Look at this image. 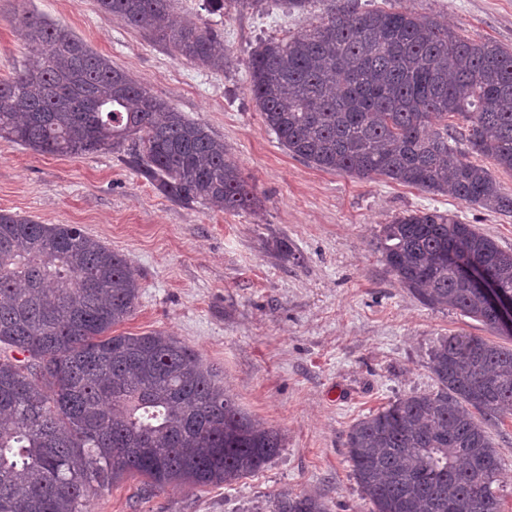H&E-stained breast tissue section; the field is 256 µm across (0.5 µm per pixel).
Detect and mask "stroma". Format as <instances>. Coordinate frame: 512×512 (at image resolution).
Wrapping results in <instances>:
<instances>
[{"label":"stroma","mask_w":512,"mask_h":512,"mask_svg":"<svg viewBox=\"0 0 512 512\" xmlns=\"http://www.w3.org/2000/svg\"><path fill=\"white\" fill-rule=\"evenodd\" d=\"M358 2L439 16L462 37L512 49V0ZM327 3L293 11L269 0L261 15L233 5L210 15L227 53L217 72L177 59L96 0H0V80L30 52L15 15L64 25L223 137L259 198L252 212L186 206L129 166L125 152L39 155L0 138V212L80 225L124 255L140 288L119 332L176 336L245 412L285 438L260 472L232 485L150 491L130 475L91 493L88 512H266L277 493L322 497L332 512H371L346 453L350 427L399 398L436 391L430 357L442 337L492 336L458 310L422 305L373 244L396 215L439 209L512 251V217L444 192L318 169L289 154L263 122L249 86L252 51L308 29ZM488 430L504 465L495 485L501 510L512 512V415Z\"/></svg>","instance_id":"stroma-1"}]
</instances>
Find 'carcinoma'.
<instances>
[{
    "mask_svg": "<svg viewBox=\"0 0 512 512\" xmlns=\"http://www.w3.org/2000/svg\"><path fill=\"white\" fill-rule=\"evenodd\" d=\"M172 0H97L99 9L213 69L226 61L208 22L171 20ZM265 0H203L211 14ZM31 55L0 80V137L36 154L119 149L170 200L253 210L224 139L191 121L66 27L15 17ZM250 90L279 143L315 166L383 176L512 214V195L472 151L512 173V50L448 23L332 0L303 33L269 38L249 59ZM458 116L462 126L448 123ZM422 304L500 334L485 297L448 265L472 260L512 294V252L450 212L414 211L375 243ZM125 258L76 224L0 213V512H87L89 494L126 475L152 490L227 485L283 448L244 413L199 354L162 331L112 334L136 309ZM21 353L19 359L14 353ZM438 389L356 422L345 447L374 512H501L502 462L485 424L512 414V346L454 335L433 350ZM269 512H331L279 494Z\"/></svg>",
    "mask_w": 512,
    "mask_h": 512,
    "instance_id": "cac0c4a2",
    "label": "carcinoma"
}]
</instances>
